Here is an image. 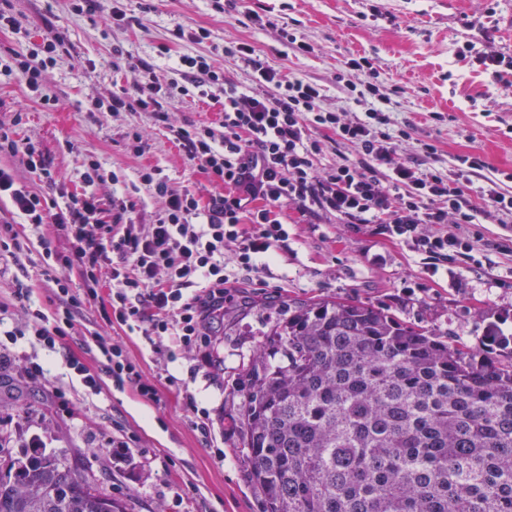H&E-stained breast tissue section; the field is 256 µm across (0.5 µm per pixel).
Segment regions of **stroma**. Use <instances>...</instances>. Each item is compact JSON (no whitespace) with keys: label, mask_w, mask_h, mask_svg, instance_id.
I'll use <instances>...</instances> for the list:
<instances>
[{"label":"stroma","mask_w":512,"mask_h":512,"mask_svg":"<svg viewBox=\"0 0 512 512\" xmlns=\"http://www.w3.org/2000/svg\"><path fill=\"white\" fill-rule=\"evenodd\" d=\"M136 25L118 26L107 11L77 15L67 0H8L15 20L0 30V57H23L42 51L47 40L61 38L68 53L43 73L45 94L57 104L47 108L17 74L0 72V124L15 126L31 139L59 171L67 191L84 187L89 162L116 173L117 182L100 184L101 196L123 194L142 171L160 169L173 190L190 189L208 204L222 187L190 160L169 134V125L206 123L219 128L224 96L213 87L211 99L184 98L175 103L168 122L150 112H99L85 107L95 98L110 99L113 90L133 84L138 59L153 63L161 84L173 79L172 61L181 54L210 53L212 47L247 42L261 59L288 79L321 86L326 109L354 117L366 103L350 99L336 80L342 60L369 56L378 64L376 80L391 98L395 126L411 122L403 157L418 158L417 145L434 144L428 166L448 171L460 156L480 157L485 166L466 194L480 205V190L495 172L512 173V73L495 82L484 73L478 54L512 57V0H226L215 11L210 0H127ZM257 12L262 24L246 21ZM185 40L175 41V29ZM207 29L201 43L190 33ZM296 41L288 43L283 32ZM313 46L301 53L297 42ZM169 46L160 54V46ZM121 47L122 57L112 55ZM147 140L136 154L130 138ZM275 211L288 226L286 244L274 246L265 268L251 274L228 263L235 293L223 318L209 326L214 364L202 367L192 353L175 343L153 347L139 335L106 324L97 309H83L79 335L97 331L121 339L143 373L155 379L157 402L104 381L100 394L87 395L71 382L61 354L19 339L12 355L38 357L47 380L28 382L0 372V417L28 413L35 432L48 436L55 455L78 462L85 473L126 502L128 512H260V506L224 423V396L246 365L269 316L267 301L352 299L381 307L401 321L429 330L450 331L469 343L484 339L489 326L512 331V218L477 215L472 224H448L445 232L476 238L475 262L458 258L428 274L407 244L384 235L380 225L349 226L318 210L300 211L281 203ZM38 243L19 255L0 253V321L24 317L14 297L16 281L32 289L35 307L52 313L49 283L41 276ZM69 387L70 413L59 412L51 398L54 385ZM195 398L209 413L199 429L187 407ZM121 424L137 439L129 461L94 452L89 444L110 436Z\"/></svg>","instance_id":"1"}]
</instances>
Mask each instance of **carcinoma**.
Returning <instances> with one entry per match:
<instances>
[{"mask_svg": "<svg viewBox=\"0 0 512 512\" xmlns=\"http://www.w3.org/2000/svg\"><path fill=\"white\" fill-rule=\"evenodd\" d=\"M230 388L261 512H512V333L480 345L358 301H294ZM0 512H126L75 464L0 468Z\"/></svg>", "mask_w": 512, "mask_h": 512, "instance_id": "1", "label": "carcinoma"}]
</instances>
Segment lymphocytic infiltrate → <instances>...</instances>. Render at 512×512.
Listing matches in <instances>:
<instances>
[{
    "label": "lymphocytic infiltrate",
    "mask_w": 512,
    "mask_h": 512,
    "mask_svg": "<svg viewBox=\"0 0 512 512\" xmlns=\"http://www.w3.org/2000/svg\"><path fill=\"white\" fill-rule=\"evenodd\" d=\"M223 54L251 68V87L226 79L210 56L182 55L174 66L181 79L178 89L159 83L153 64L142 60L137 65L138 83L113 92L109 101L93 100L86 106L90 113L150 112L164 122L176 96L204 99L208 86H221L222 135L195 124L175 131L190 159L224 186L208 207H201L191 191L171 190L153 169L144 172L141 181L164 198L163 214L150 224H111L103 218L106 208L123 214L135 204L119 197L103 202L94 190L104 180L98 164H91L83 175L85 191L69 194L63 203L33 191L12 167L0 165V200L9 203L11 214L40 232L39 245L48 261L42 274L54 283L57 301L50 315L27 305L23 324L0 331V350L26 337L56 351L65 337L73 335L76 312L104 301L113 322L129 333L141 334L154 346L171 339L195 350L202 364L211 365L208 322L223 313L228 299L224 252L232 250L242 270H256L257 259L288 239V230L274 211L283 202L303 210L317 208L346 224L384 225L390 238L409 244L431 271L451 253L470 255V240L436 232L435 227L451 220L472 223L473 207L465 187L481 161L459 157L451 176L403 161L402 145L409 134L391 132L387 97L372 82L376 69L368 58L344 63L354 75L347 89L354 93L366 88L373 99L364 116L347 120L342 113L322 110L318 84L284 79L261 61L253 45L238 42L224 47ZM317 128L335 130L353 146L355 158L318 169L314 158L320 144L312 137ZM2 155L21 157L50 187H61V177L35 144L0 125ZM76 262L85 283L80 297L56 282L54 275L57 267ZM85 342L95 349L102 373L92 372L73 354L65 363L88 394L100 393L107 378L117 389L128 388L145 401H158L156 384L131 360L121 341L95 333Z\"/></svg>",
    "instance_id": "1"
}]
</instances>
